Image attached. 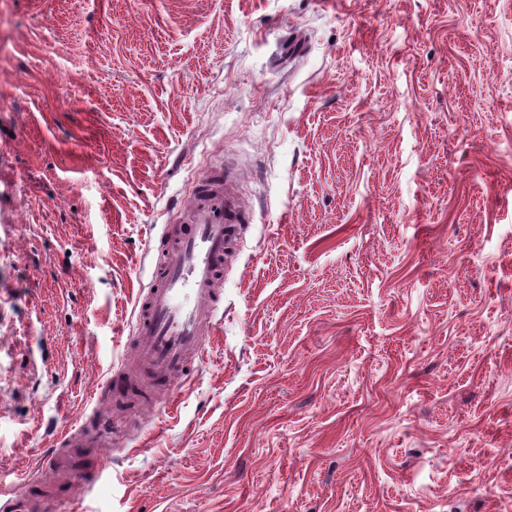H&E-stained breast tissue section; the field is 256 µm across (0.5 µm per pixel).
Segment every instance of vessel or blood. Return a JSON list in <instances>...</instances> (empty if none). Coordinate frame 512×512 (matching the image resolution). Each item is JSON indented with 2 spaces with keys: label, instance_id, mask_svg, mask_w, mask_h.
Masks as SVG:
<instances>
[{
  "label": "vessel or blood",
  "instance_id": "b4317fda",
  "mask_svg": "<svg viewBox=\"0 0 512 512\" xmlns=\"http://www.w3.org/2000/svg\"><path fill=\"white\" fill-rule=\"evenodd\" d=\"M201 186L183 209L181 223L167 232L172 247L157 264L151 287L138 295L133 365L124 378L100 385L99 404L117 401L125 385L140 382L153 384L155 395L172 394L192 360L207 352V329L224 296V259L250 215L229 180L207 175ZM101 438L95 427L68 430L55 445L83 448ZM70 463L85 487H95L103 477L99 462L74 457Z\"/></svg>",
  "mask_w": 512,
  "mask_h": 512
}]
</instances>
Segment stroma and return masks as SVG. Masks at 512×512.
Returning a JSON list of instances; mask_svg holds the SVG:
<instances>
[{
    "instance_id": "obj_1",
    "label": "stroma",
    "mask_w": 512,
    "mask_h": 512,
    "mask_svg": "<svg viewBox=\"0 0 512 512\" xmlns=\"http://www.w3.org/2000/svg\"><path fill=\"white\" fill-rule=\"evenodd\" d=\"M249 206L203 362L133 358L196 182ZM46 512H512V0H0V492ZM103 435L98 428L92 424L91 429H78L73 432V428L63 432L53 443L55 448H94L86 446L91 443H99ZM70 463L81 474L80 480L85 487L94 488L103 477L104 468L99 462L71 457Z\"/></svg>"
}]
</instances>
